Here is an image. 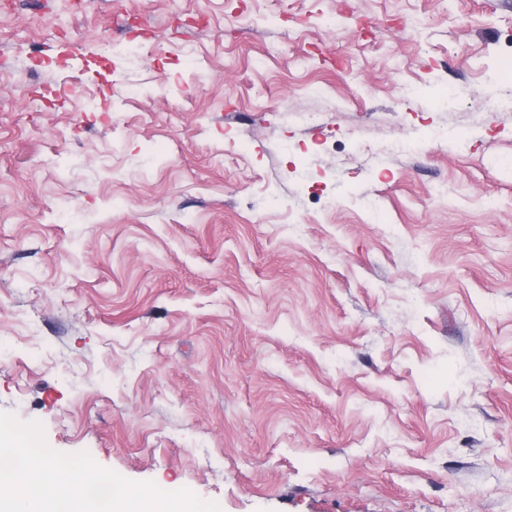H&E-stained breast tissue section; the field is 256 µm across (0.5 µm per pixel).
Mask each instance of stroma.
I'll return each instance as SVG.
<instances>
[{"label": "stroma", "mask_w": 512, "mask_h": 512, "mask_svg": "<svg viewBox=\"0 0 512 512\" xmlns=\"http://www.w3.org/2000/svg\"><path fill=\"white\" fill-rule=\"evenodd\" d=\"M0 412L221 512H512V0H0Z\"/></svg>", "instance_id": "35a3bbf8"}]
</instances>
